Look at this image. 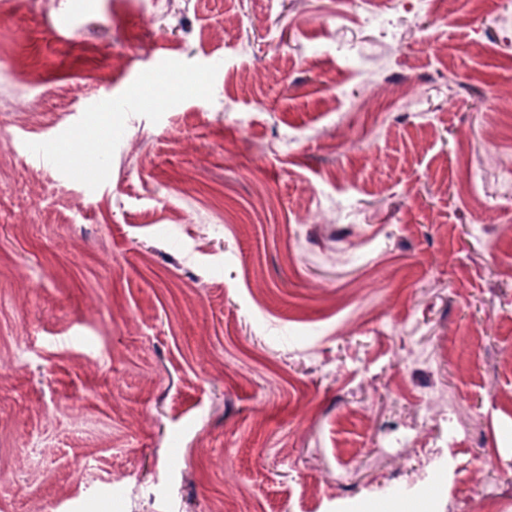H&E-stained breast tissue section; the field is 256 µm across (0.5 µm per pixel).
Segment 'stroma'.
I'll return each instance as SVG.
<instances>
[{
  "instance_id": "35a3bbf8",
  "label": "stroma",
  "mask_w": 512,
  "mask_h": 512,
  "mask_svg": "<svg viewBox=\"0 0 512 512\" xmlns=\"http://www.w3.org/2000/svg\"><path fill=\"white\" fill-rule=\"evenodd\" d=\"M508 115L512 0H0V512H512ZM30 151L39 159L48 162L55 168L62 171H71L73 165L72 159L68 155H61L48 150L43 141L38 144L35 141L31 142Z\"/></svg>"
}]
</instances>
